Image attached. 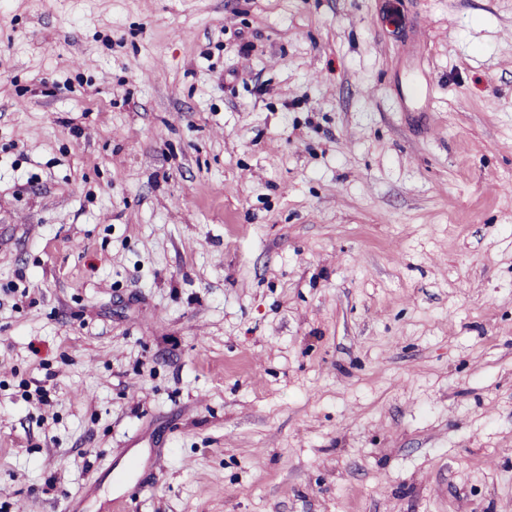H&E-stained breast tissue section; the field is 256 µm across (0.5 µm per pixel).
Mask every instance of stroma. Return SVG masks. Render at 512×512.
Masks as SVG:
<instances>
[{"instance_id":"obj_1","label":"stroma","mask_w":512,"mask_h":512,"mask_svg":"<svg viewBox=\"0 0 512 512\" xmlns=\"http://www.w3.org/2000/svg\"><path fill=\"white\" fill-rule=\"evenodd\" d=\"M134 458L512 512V0H0V512Z\"/></svg>"}]
</instances>
